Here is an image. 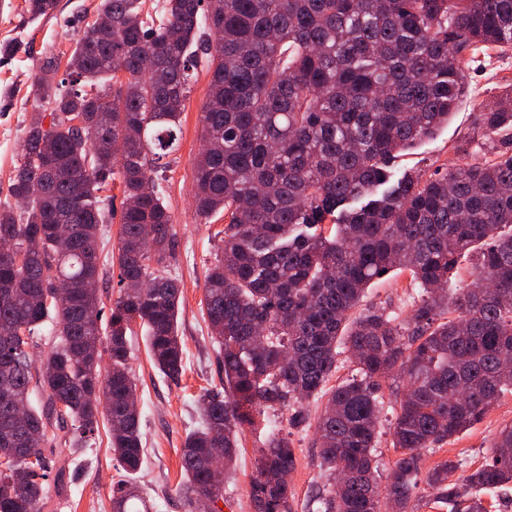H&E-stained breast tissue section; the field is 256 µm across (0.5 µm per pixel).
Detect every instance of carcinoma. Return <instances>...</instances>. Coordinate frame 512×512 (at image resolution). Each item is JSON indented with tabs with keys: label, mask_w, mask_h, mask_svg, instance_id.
Returning <instances> with one entry per match:
<instances>
[{
	"label": "carcinoma",
	"mask_w": 512,
	"mask_h": 512,
	"mask_svg": "<svg viewBox=\"0 0 512 512\" xmlns=\"http://www.w3.org/2000/svg\"><path fill=\"white\" fill-rule=\"evenodd\" d=\"M159 22L139 0H101L75 38L68 84L48 64L33 84L49 113L35 115L0 209V512H43L50 419L71 424L84 448L105 410L114 459L128 475L143 461V434L128 370L132 324L145 328L156 369H183L177 332L180 281L170 271L175 233L156 190L176 152L190 68L210 52L204 149L194 169L196 212H224L220 255L205 276L209 327L220 345L224 390L200 396V425L181 448L188 505L224 498L209 465L233 464L243 428L264 429L268 411L327 396L316 418L320 467L330 489L315 512H410L419 482L450 512H487L484 496L512 488V424L462 479L466 463L422 472L423 451L470 429L512 388V95L475 113L491 155L427 178L387 186L391 161L448 125L464 74L484 49H512V0H167ZM57 0H28L34 18ZM114 108L112 121L103 109ZM80 115L83 125L72 124ZM123 190L120 293L107 327L98 301L99 232L109 212L99 192L114 175ZM332 218L330 228L322 227ZM60 224L76 235L57 249ZM155 249H141L144 226ZM475 253L474 280L450 295V274ZM407 272L421 291L409 320L361 307L371 282ZM70 282L57 296L54 281ZM46 325L57 342L40 363L28 352ZM105 347L106 377L99 362ZM359 377L330 389L338 357ZM405 390L392 427L399 451L386 485L375 455L382 381ZM48 394L46 408L32 396ZM40 439L20 452L14 407ZM288 437L264 434L250 496L255 512H294ZM140 490L112 489V512H141Z\"/></svg>",
	"instance_id": "cac0c4a2"
}]
</instances>
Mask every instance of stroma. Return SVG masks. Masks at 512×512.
<instances>
[{"label":"stroma","instance_id":"obj_1","mask_svg":"<svg viewBox=\"0 0 512 512\" xmlns=\"http://www.w3.org/2000/svg\"><path fill=\"white\" fill-rule=\"evenodd\" d=\"M100 0H58L54 12L34 19L26 0H0V44L14 42L18 52L0 55V207L12 204L11 181L22 158L26 129L35 113L49 111L47 102L34 98L31 89L46 63L57 67L56 79H63L75 37L98 16ZM209 57L198 51L190 93L182 114L181 144L169 157L158 190L173 219L175 252L170 269L182 282L178 333L184 351V370L178 380L164 378L154 367L147 350L144 329L129 338V368L136 384L141 430L145 438L144 462L135 480L147 500L149 512H191L187 505L181 470V448L188 433L199 424L198 399L207 390L221 388L224 369L204 314V281L215 258L218 232L224 217H198L193 205L194 167L201 150V113L208 100ZM467 91L448 126L431 139L398 158L393 177L414 169L428 175L443 168L458 147H467L471 158L481 154L473 117L512 88V52L488 50L479 53L466 73ZM113 218L103 225L101 239L106 245L100 254V308L109 317L119 293V268L110 259L109 249L120 232L122 191L120 181L106 190ZM417 298L406 275L388 274L367 290L366 303L383 307L398 320L408 319ZM400 389L394 381L383 386V409L378 433L377 458L380 476H388L398 453L391 444L390 427L395 420ZM322 400L311 402L310 422L293 427L288 414H277L276 423L287 434L296 454V467L289 480L295 493V512H311V491L324 485L319 468L312 419L320 412ZM512 424V391L471 429L448 440L424 456L425 467L443 459H465L476 468L499 430ZM47 439L56 445L57 461L68 464L64 483L48 479L44 512H112V489L127 479L112 456L110 426L100 421L88 447L73 448L57 425H48ZM260 435L244 429L234 471L224 476V498L220 512H255L250 498V480L255 472Z\"/></svg>","mask_w":512,"mask_h":512}]
</instances>
